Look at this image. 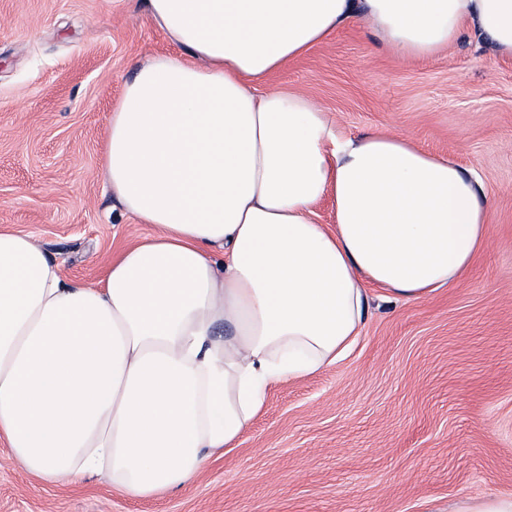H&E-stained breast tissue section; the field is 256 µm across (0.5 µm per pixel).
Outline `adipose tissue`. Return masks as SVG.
<instances>
[{"instance_id": "obj_1", "label": "adipose tissue", "mask_w": 512, "mask_h": 512, "mask_svg": "<svg viewBox=\"0 0 512 512\" xmlns=\"http://www.w3.org/2000/svg\"><path fill=\"white\" fill-rule=\"evenodd\" d=\"M178 47L112 111L102 170L155 234L94 284L0 229V444L46 484L138 497L188 486L236 447L278 382L336 363L365 283L415 301L486 244L480 179L408 137H340L300 93L254 86L353 21L396 55L471 24L512 58V0H146ZM333 224L314 220L322 199ZM226 327L219 335L218 327Z\"/></svg>"}]
</instances>
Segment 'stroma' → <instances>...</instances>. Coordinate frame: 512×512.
I'll use <instances>...</instances> for the list:
<instances>
[{
    "mask_svg": "<svg viewBox=\"0 0 512 512\" xmlns=\"http://www.w3.org/2000/svg\"><path fill=\"white\" fill-rule=\"evenodd\" d=\"M173 44L143 0H0V228L95 282L151 234L101 160L138 62ZM331 112L341 135L384 131L475 172L487 244L422 301L370 306L346 356L273 386L236 448L186 488L129 495L101 478L43 484L0 447V512H460L512 493V59L463 30L403 59L344 26L264 81Z\"/></svg>",
    "mask_w": 512,
    "mask_h": 512,
    "instance_id": "stroma-1",
    "label": "stroma"
}]
</instances>
